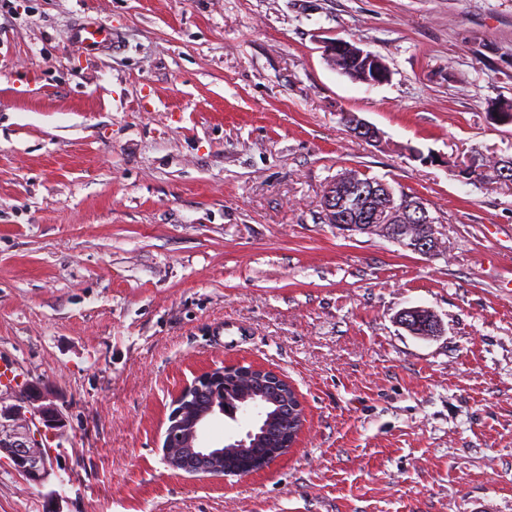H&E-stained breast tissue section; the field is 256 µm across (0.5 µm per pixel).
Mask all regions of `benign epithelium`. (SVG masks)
Returning <instances> with one entry per match:
<instances>
[{
  "instance_id": "1",
  "label": "benign epithelium",
  "mask_w": 512,
  "mask_h": 512,
  "mask_svg": "<svg viewBox=\"0 0 512 512\" xmlns=\"http://www.w3.org/2000/svg\"><path fill=\"white\" fill-rule=\"evenodd\" d=\"M356 54L362 71L359 82L380 85L389 81L391 71L383 59L361 47ZM342 117L348 128L358 137L372 142L381 140V132L355 114L346 112ZM380 188L383 190L381 197L387 199V202L372 211L371 220L394 224L400 213L413 211L421 216L420 224L430 223L429 211L421 198L408 196L400 200L385 182L380 184ZM230 372L240 380H252L263 387L278 386L280 401L284 405L288 404V392L284 386L286 379L275 371L237 364L201 373L182 390L183 394L192 395L194 402L173 415L174 427L167 448L164 449V460L168 466L191 473H224V446L208 442L206 436L209 423L220 415L234 421L237 420L236 414L239 411L254 415V421L249 428L243 434L232 438L227 447L245 448L249 441L260 437L259 427L267 407L263 401L248 397L238 399L234 407L226 404L224 377ZM63 427L64 416L61 409L42 389L30 387L23 400L13 399L8 392L0 393V455L7 456L14 469L36 485H44L51 475L45 448L42 447V436L54 437ZM270 445L272 448L268 455L247 459L238 469V474L245 476L258 468L266 467L269 457L275 454L276 447L288 446V431L280 432Z\"/></svg>"
}]
</instances>
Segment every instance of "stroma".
I'll use <instances>...</instances> for the list:
<instances>
[{
    "mask_svg": "<svg viewBox=\"0 0 512 512\" xmlns=\"http://www.w3.org/2000/svg\"><path fill=\"white\" fill-rule=\"evenodd\" d=\"M501 98L512 0H0V367L65 419L47 484L0 458V512H512V183L456 172L512 157ZM347 168L424 198L442 250L324 223ZM237 362L296 388V448L172 470L176 395ZM71 38L93 54L112 48V27L97 20L85 21L71 32ZM356 54L358 62L361 64L362 71L361 78L358 80L359 82L368 85H380L389 81L391 71L383 59L359 46ZM422 310H427L431 314L433 313L432 311H430V310H428L426 308H422V307L408 308V309H406L402 313V316L400 317L401 325L404 328L411 329V325H410V321H409L410 318H408L407 315L414 314L416 312H421ZM424 313H426V311H423L421 313H417L416 316L413 317V319H412V326H415V327L412 330H410V331L412 333L416 334V335H419V336H431L428 333L429 332L430 333H434V331L431 328L432 324H427V322L429 321V319L431 317H434V316L433 315L424 314ZM417 324H418V326H417Z\"/></svg>",
    "mask_w": 512,
    "mask_h": 512,
    "instance_id": "obj_1",
    "label": "stroma"
}]
</instances>
